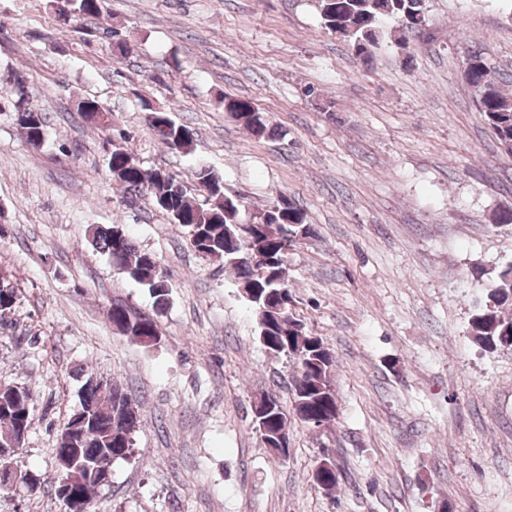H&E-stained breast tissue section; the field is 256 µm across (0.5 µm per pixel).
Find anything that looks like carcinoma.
<instances>
[{
	"mask_svg": "<svg viewBox=\"0 0 512 512\" xmlns=\"http://www.w3.org/2000/svg\"><path fill=\"white\" fill-rule=\"evenodd\" d=\"M101 0H56V18L68 17L71 23L96 18ZM321 29L347 42L351 52L363 63L374 60L376 50L389 41L412 59L413 39L419 28L428 26L426 0H319ZM396 25L389 32L388 24ZM109 40L115 59L131 54L128 42L112 29L102 32ZM463 77L477 95V109L483 114L501 149L512 154V94L504 90L507 80L492 67L483 52L463 60ZM39 93L28 87L27 96L17 98L14 110L37 113L30 126L28 142L41 145L46 139L48 113L38 104ZM224 112L240 123L254 138L271 137L275 129L268 118L244 96L226 95ZM145 120L156 140L171 151L187 153L194 140L183 139L184 124L177 123L170 110L149 99H140ZM78 112L99 124L104 119L96 113L110 110L95 100L78 103ZM112 178L130 194L146 191L158 208L176 224L188 228L189 242L199 256L221 261L236 270L242 288H258L260 294L273 299L287 296L285 267L281 246L284 233L294 225L307 227L306 237L316 235L313 225L306 222V213L299 203L282 197L273 202L283 213L263 209L255 213L247 226H242V197H228L224 185L209 169L196 172L199 186L207 194L203 203H193L186 186L169 171L158 167L142 168L134 154L123 149L112 151L109 158ZM91 247L112 260V264L133 280L148 287L158 310L169 304V287L159 262L152 254L141 251L123 227L97 225L90 229ZM18 291L9 280L0 279V319L16 307ZM266 322L273 328L271 335L259 329V340L273 354L285 357L296 365L291 390L296 416L312 426L328 425L336 420V398L333 392V361L330 350L321 337L310 333L295 317L291 308L277 307L266 312ZM112 327L119 333L144 346L160 342V330L152 317L138 314L123 304L110 310ZM470 334L486 350L501 347V338L512 337V264L501 269L470 321ZM32 391L26 386L0 388V447L18 438V428H31ZM80 413L71 414L57 440L55 453L58 472L51 484L55 496L66 506V512H85L92 503L99 483L97 474H111L110 465L127 459L133 453L134 434L140 415L132 394L109 377H88L78 393ZM16 459L0 458V491L17 486L33 487L40 478L27 470H12Z\"/></svg>",
	"mask_w": 512,
	"mask_h": 512,
	"instance_id": "carcinoma-1",
	"label": "carcinoma"
}]
</instances>
